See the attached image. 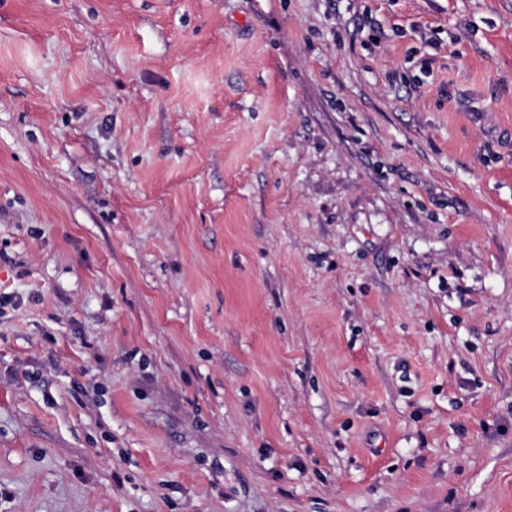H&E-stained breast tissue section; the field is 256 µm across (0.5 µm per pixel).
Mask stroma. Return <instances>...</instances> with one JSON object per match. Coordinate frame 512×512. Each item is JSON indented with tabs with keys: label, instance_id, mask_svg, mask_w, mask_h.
I'll return each mask as SVG.
<instances>
[{
	"label": "stroma",
	"instance_id": "obj_1",
	"mask_svg": "<svg viewBox=\"0 0 512 512\" xmlns=\"http://www.w3.org/2000/svg\"><path fill=\"white\" fill-rule=\"evenodd\" d=\"M0 512H512V0H0Z\"/></svg>",
	"mask_w": 512,
	"mask_h": 512
}]
</instances>
